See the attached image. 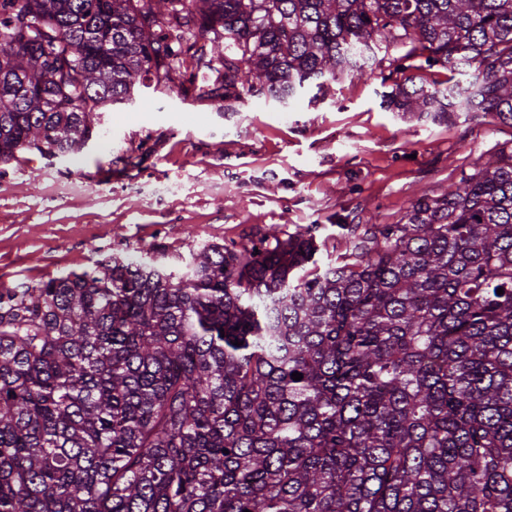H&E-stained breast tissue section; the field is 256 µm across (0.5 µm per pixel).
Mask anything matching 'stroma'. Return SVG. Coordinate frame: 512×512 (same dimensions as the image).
Listing matches in <instances>:
<instances>
[{
    "instance_id": "obj_1",
    "label": "stroma",
    "mask_w": 512,
    "mask_h": 512,
    "mask_svg": "<svg viewBox=\"0 0 512 512\" xmlns=\"http://www.w3.org/2000/svg\"><path fill=\"white\" fill-rule=\"evenodd\" d=\"M139 87L104 112L80 152H23L0 167V280L21 282L92 266L107 254L173 255L269 227L319 225L320 262L344 252V224H397L512 148V126L453 113L434 123L388 111L379 70L342 77L323 101L209 99ZM176 194H145V180Z\"/></svg>"
}]
</instances>
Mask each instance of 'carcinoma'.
<instances>
[{"instance_id": "carcinoma-1", "label": "carcinoma", "mask_w": 512, "mask_h": 512, "mask_svg": "<svg viewBox=\"0 0 512 512\" xmlns=\"http://www.w3.org/2000/svg\"><path fill=\"white\" fill-rule=\"evenodd\" d=\"M176 51L226 100L386 61L388 110L512 125V0H0V165L81 152ZM437 65L468 85L405 75ZM340 228L323 266L279 225L0 282V512H512V151Z\"/></svg>"}]
</instances>
